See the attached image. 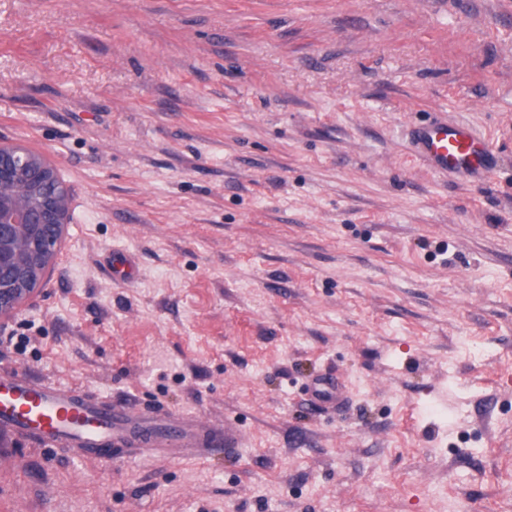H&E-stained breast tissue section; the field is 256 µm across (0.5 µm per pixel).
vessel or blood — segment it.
<instances>
[{
  "label": "vessel or blood",
  "mask_w": 512,
  "mask_h": 512,
  "mask_svg": "<svg viewBox=\"0 0 512 512\" xmlns=\"http://www.w3.org/2000/svg\"><path fill=\"white\" fill-rule=\"evenodd\" d=\"M415 155L444 176L465 183L485 180L494 169V151L485 135L467 123L437 119L413 137ZM30 437L44 445L66 448L112 446L138 454L154 443L138 427L131 407L77 393L28 375L0 377V431ZM241 433L233 426L216 430L196 417L167 419L160 447H238Z\"/></svg>",
  "instance_id": "b4317fda"
}]
</instances>
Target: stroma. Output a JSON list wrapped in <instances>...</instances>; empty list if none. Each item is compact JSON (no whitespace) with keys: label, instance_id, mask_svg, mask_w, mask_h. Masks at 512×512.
<instances>
[{"label":"stroma","instance_id":"1","mask_svg":"<svg viewBox=\"0 0 512 512\" xmlns=\"http://www.w3.org/2000/svg\"><path fill=\"white\" fill-rule=\"evenodd\" d=\"M436 118L486 134L485 181L417 159ZM0 144L71 191L0 373L243 434L0 433V512L512 504V0H0Z\"/></svg>","mask_w":512,"mask_h":512}]
</instances>
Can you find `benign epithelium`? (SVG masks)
I'll return each instance as SVG.
<instances>
[{"instance_id":"1","label":"benign epithelium","mask_w":512,"mask_h":512,"mask_svg":"<svg viewBox=\"0 0 512 512\" xmlns=\"http://www.w3.org/2000/svg\"><path fill=\"white\" fill-rule=\"evenodd\" d=\"M70 204L53 164L24 147L0 145V322L39 291L70 223Z\"/></svg>"}]
</instances>
